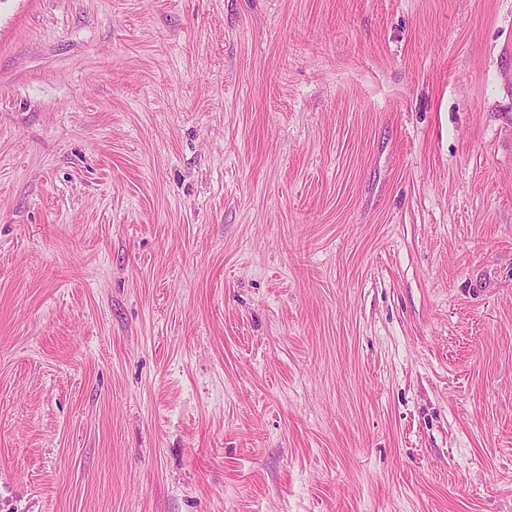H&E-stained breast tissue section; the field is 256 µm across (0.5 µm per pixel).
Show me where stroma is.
<instances>
[{"label":"stroma","mask_w":512,"mask_h":512,"mask_svg":"<svg viewBox=\"0 0 512 512\" xmlns=\"http://www.w3.org/2000/svg\"><path fill=\"white\" fill-rule=\"evenodd\" d=\"M0 512H512V0H0Z\"/></svg>","instance_id":"35a3bbf8"}]
</instances>
